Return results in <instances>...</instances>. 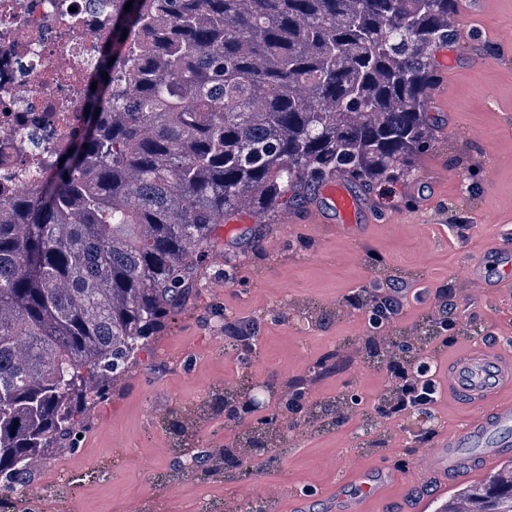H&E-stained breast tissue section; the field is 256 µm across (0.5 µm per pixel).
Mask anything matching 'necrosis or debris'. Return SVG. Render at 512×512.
Masks as SVG:
<instances>
[{
	"instance_id": "necrosis-or-debris-1",
	"label": "necrosis or debris",
	"mask_w": 512,
	"mask_h": 512,
	"mask_svg": "<svg viewBox=\"0 0 512 512\" xmlns=\"http://www.w3.org/2000/svg\"><path fill=\"white\" fill-rule=\"evenodd\" d=\"M101 0H0V198L50 175L82 123L109 15Z\"/></svg>"
}]
</instances>
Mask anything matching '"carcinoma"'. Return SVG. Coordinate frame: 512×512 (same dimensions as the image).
Returning <instances> with one entry per match:
<instances>
[{"instance_id":"1","label":"carcinoma","mask_w":512,"mask_h":512,"mask_svg":"<svg viewBox=\"0 0 512 512\" xmlns=\"http://www.w3.org/2000/svg\"><path fill=\"white\" fill-rule=\"evenodd\" d=\"M112 0L62 165L0 200V483L77 442L103 400L195 287L192 249L242 201L258 214L333 177L414 174L430 147L434 49L459 0ZM136 30L141 40L121 39ZM115 60H110V57ZM247 391L208 413H250ZM257 420L255 452L277 435ZM439 512H512V464Z\"/></svg>"}]
</instances>
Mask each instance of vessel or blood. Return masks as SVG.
I'll return each instance as SVG.
<instances>
[{
    "instance_id": "1",
    "label": "vessel or blood",
    "mask_w": 512,
    "mask_h": 512,
    "mask_svg": "<svg viewBox=\"0 0 512 512\" xmlns=\"http://www.w3.org/2000/svg\"><path fill=\"white\" fill-rule=\"evenodd\" d=\"M317 224L340 232H362L360 198L341 181H326L311 209ZM448 393L470 416L459 428L439 436L419 472L420 496L411 512H426L429 498L447 494L461 481H474L512 457V353L477 345L448 364ZM398 477L391 469L362 467L342 474L336 489L323 496L325 512H381Z\"/></svg>"
}]
</instances>
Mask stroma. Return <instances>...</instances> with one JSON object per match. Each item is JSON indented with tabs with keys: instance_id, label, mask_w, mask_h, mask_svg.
Masks as SVG:
<instances>
[{
	"instance_id": "stroma-1",
	"label": "stroma",
	"mask_w": 512,
	"mask_h": 512,
	"mask_svg": "<svg viewBox=\"0 0 512 512\" xmlns=\"http://www.w3.org/2000/svg\"><path fill=\"white\" fill-rule=\"evenodd\" d=\"M512 0H476L456 42L438 48L434 64L454 110L433 104V145L415 159L414 175L387 180L359 193L372 229L358 239L327 224L283 225L278 215L225 217L212 245L196 250L197 291L171 313L146 351L115 377L105 400L81 416L75 447L34 462L17 512H198L202 501L241 512L258 496H276L275 512H289L291 492L320 498L351 469L379 464L400 480L385 512H406L422 460L443 431L464 424L468 412L448 395L446 372L455 355L489 338L512 350V288L478 289L466 263L512 238ZM467 218V229L456 226ZM258 227L257 235L245 231ZM410 281L401 314L380 329L349 308L363 288L388 276ZM452 292L458 310L448 342L437 356L439 397L430 417L407 421L376 415L389 389L382 367L366 352L391 340H419L433 319L439 288ZM258 324L255 354L239 364L224 338V321ZM347 347L351 363L316 385L299 412L283 396L265 401L255 416L231 422L205 414L212 392L265 385L327 363ZM345 423L323 426L315 407L350 396ZM279 415L280 437L269 456L248 454V474L232 481L185 471L171 483L173 436L168 421L186 424L195 448L222 450L252 429L256 417ZM426 438H414L418 427Z\"/></svg>"
}]
</instances>
